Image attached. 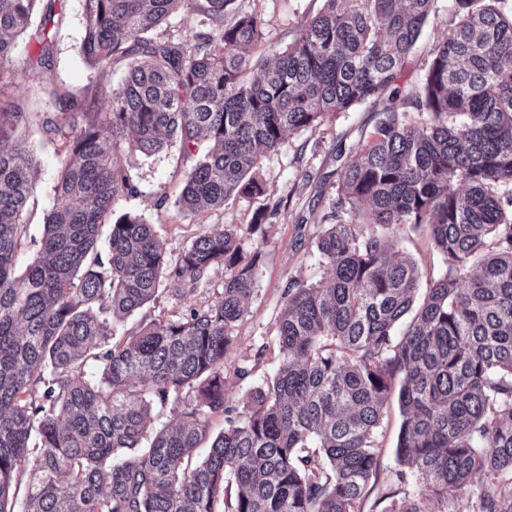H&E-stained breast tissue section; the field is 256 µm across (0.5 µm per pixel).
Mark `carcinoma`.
Segmentation results:
<instances>
[{"label":"carcinoma","mask_w":512,"mask_h":512,"mask_svg":"<svg viewBox=\"0 0 512 512\" xmlns=\"http://www.w3.org/2000/svg\"><path fill=\"white\" fill-rule=\"evenodd\" d=\"M42 1L33 80L50 62L56 0H0V62ZM434 2L326 0L273 64L251 69L242 49L261 42L263 20L226 21L234 0H85V59L126 58L127 71L107 100L43 88L56 111L39 131L66 151L65 205L21 273L38 146L20 130L23 104L0 112V512H360L394 392L396 460L431 496L388 512H447L478 477L473 512H512V15L501 0H454L458 22L404 94L395 82ZM184 6L207 31H154ZM384 95L373 134L337 170L324 277L285 291L279 368L230 406L224 359L259 255L247 234L268 212L246 232L213 227L170 265L142 216L112 217L128 188L114 155L208 142L175 201L196 215L263 193L255 171L285 134ZM365 224L430 228L447 271L420 303L416 263ZM216 267V302L114 340L113 321ZM156 405L183 421L153 429ZM213 415L226 425L199 462Z\"/></svg>","instance_id":"1"}]
</instances>
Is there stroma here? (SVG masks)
<instances>
[{"mask_svg": "<svg viewBox=\"0 0 512 512\" xmlns=\"http://www.w3.org/2000/svg\"><path fill=\"white\" fill-rule=\"evenodd\" d=\"M234 6L258 14L264 21L262 43L244 52L246 61L252 64L284 48L296 29L320 12L324 0H235ZM56 7L63 13L62 24L51 46L52 63L42 71L40 81L30 80L24 70L25 59L41 50L33 31L18 36L12 60L0 63V78L5 81L0 87V112L17 100L25 101L31 111H46L50 103L41 90L45 84L61 85L77 94L89 91L105 95L119 82L121 69L93 68L84 58V0H58ZM456 20L453 0H436L398 81L403 90L420 84L433 48ZM384 105V100L379 99L346 112H333L325 115L316 129L287 135L278 151L265 157L256 171L264 185L263 194L234 195L223 207L205 209L186 218L178 214L174 201L196 163L195 157L177 144L149 157L127 150L120 152L118 163L125 169L131 188L113 199L112 212L117 216L136 213L153 224L169 263H176L192 240L211 227H243L266 206L278 207L264 226V236H253L248 242L249 247L259 248L260 257L252 270V292L235 329L234 344L224 359L229 403H237L276 372L280 364L278 316L283 294L290 283H314L324 276L326 264L316 243L326 229L323 217L337 198L336 170L339 164L355 160L360 140L371 133ZM38 158L27 235L16 257L21 269L37 253L46 213L64 204L55 190L64 158L60 144L42 142ZM383 235L415 260L421 287H428L446 272L447 264L435 249L428 229L401 225L384 230ZM223 287L224 271L214 269L205 281L185 284L180 294L160 293L133 316L114 323L112 332L119 337L144 320L178 318L188 306L215 302ZM400 421L397 403H390L377 433L381 450L378 474L361 503V512H384L391 500L427 494L412 477L402 476L395 459Z\"/></svg>", "mask_w": 512, "mask_h": 512, "instance_id": "1", "label": "stroma"}]
</instances>
